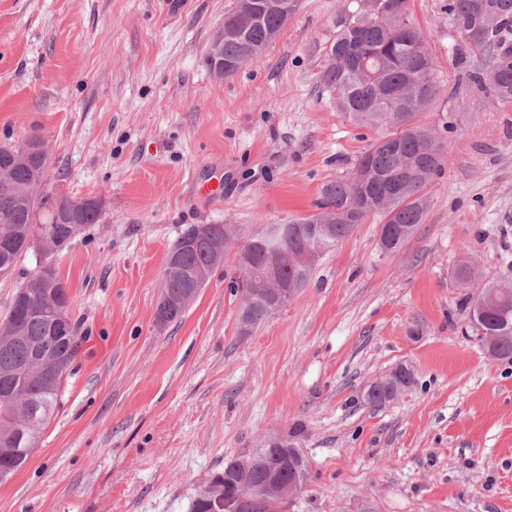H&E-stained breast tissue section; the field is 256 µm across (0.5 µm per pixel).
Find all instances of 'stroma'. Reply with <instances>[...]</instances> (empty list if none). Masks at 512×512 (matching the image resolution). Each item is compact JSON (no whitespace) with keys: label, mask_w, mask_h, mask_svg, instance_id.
Wrapping results in <instances>:
<instances>
[{"label":"stroma","mask_w":512,"mask_h":512,"mask_svg":"<svg viewBox=\"0 0 512 512\" xmlns=\"http://www.w3.org/2000/svg\"><path fill=\"white\" fill-rule=\"evenodd\" d=\"M235 0H0V145L47 146V187L103 195L61 249L0 277V320L40 261L79 324L59 404L0 512H191L224 459L296 433L310 480L282 512H512V362L468 316L476 282L512 283V101L475 81L482 55L448 0H411L443 88L417 118L445 144L428 211L397 253L370 216L249 334L228 251L181 320L153 321L167 253L193 224L316 213L381 135L321 81L336 19L359 0H301L261 61L217 78L207 52ZM223 185L222 200L195 185ZM416 383L381 408L364 389ZM414 372L406 366H399L389 376L378 379L363 394L364 401L374 407H382L394 401L406 389L414 386Z\"/></svg>","instance_id":"obj_1"}]
</instances>
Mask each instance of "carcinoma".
<instances>
[{
	"instance_id": "obj_1",
	"label": "carcinoma",
	"mask_w": 512,
	"mask_h": 512,
	"mask_svg": "<svg viewBox=\"0 0 512 512\" xmlns=\"http://www.w3.org/2000/svg\"><path fill=\"white\" fill-rule=\"evenodd\" d=\"M410 0H363L356 13L345 12L336 22V36L327 47L328 63L322 74L326 87L336 93L339 111L356 124L386 129L360 155L356 174L326 182L321 188L320 212L285 222L288 230L268 237L264 226L245 242L252 248L254 266H262L273 251L296 252L307 242L310 226L323 225L327 239L341 242L370 215L382 218L381 230L391 233L396 253L424 223L428 188L441 174L444 144L430 131L419 140L414 119L442 92L427 38L410 15ZM294 10L270 7L238 34L224 38V76L236 73L255 54H263ZM448 14L468 44L487 53L486 79L499 98L512 101V0H448ZM34 178L28 167L12 171L11 184L0 185V277L13 269L29 241L45 231L57 238L70 233V225L57 220L42 203L18 196ZM174 248L187 264L212 269L216 262L205 242L181 235ZM495 287L485 284L484 290ZM251 295L243 302L239 324L251 330L266 320L271 309L269 288L259 273L251 277ZM482 290V291H484ZM471 297L469 318L477 336H493L487 346L490 358L512 362V290L503 291L485 308L482 295ZM35 301L47 308L69 305L65 283L55 278L40 289ZM26 297L14 296L0 331V484L26 463L43 425L50 418L62 386L61 380L24 376L23 367L34 355L60 360L69 369L77 353L78 323L52 322L25 315ZM414 372L406 366L378 379L363 394L364 401L382 407L414 386ZM281 447L268 452L251 450L224 458V470L207 485L205 498L194 500L193 512H210L212 506L256 492L257 512H280L288 499L290 482L306 485L307 461L299 446L286 437Z\"/></svg>"
}]
</instances>
